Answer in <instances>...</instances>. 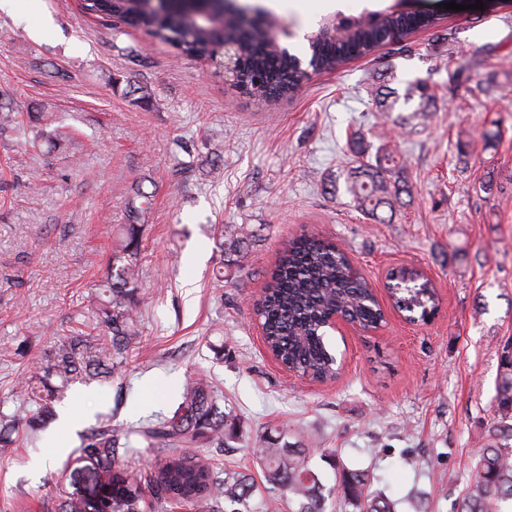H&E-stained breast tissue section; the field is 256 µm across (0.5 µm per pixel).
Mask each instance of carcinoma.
I'll use <instances>...</instances> for the list:
<instances>
[{
	"instance_id": "carcinoma-1",
	"label": "carcinoma",
	"mask_w": 512,
	"mask_h": 512,
	"mask_svg": "<svg viewBox=\"0 0 512 512\" xmlns=\"http://www.w3.org/2000/svg\"><path fill=\"white\" fill-rule=\"evenodd\" d=\"M82 9L141 29L190 58H209L217 47L230 42L241 84L259 85L266 97L290 96L308 78L299 57L280 46L278 20L269 13L260 25L242 29L234 17L221 11L206 15L179 10L160 15L149 0H82ZM427 25L429 19L418 13L392 9L324 20L307 38L310 61L321 70H333L348 59L369 54L394 35L401 38ZM392 161L393 156L385 155L374 166L360 165L349 186L368 213L387 203ZM143 232L142 224H124L114 239L98 284L97 333L77 331L66 337L45 352V364L39 370L19 377L14 396L30 414L31 430L45 422L71 383L103 374L124 378L129 352L141 343L138 282ZM244 239L242 231L219 238L223 256L239 254ZM392 278L404 287L393 298L399 309L408 311L413 306L436 311L437 295L422 289L425 281L419 270L400 267ZM256 313L267 346L281 365L321 383L334 379L338 370L327 344L326 319L340 313L359 328L372 329L384 318L373 289L364 277L354 274L347 253L313 235L292 240L282 251ZM504 367L497 399L499 408L507 411L512 408V361H504ZM16 423V416L0 414L1 448L14 443ZM236 424L237 416L225 411L224 394L214 382L206 376L188 375L177 408L141 427L140 435L158 452L149 472L125 467V458L133 452L129 435L104 424L87 433L75 452L80 458L86 454L95 458L100 472L112 483V497L100 508L67 498L60 505L61 512H170L176 505L192 512H258L251 500L259 488L251 475L226 470L221 477L197 455L185 452L187 448L224 447L236 436ZM287 436L286 426L271 429L252 448L265 490L286 494L290 512H325L323 484L310 465L308 449L288 446L282 442ZM475 470L457 512H489L492 501L512 500V424L503 422L494 428L478 454ZM374 480L367 469L344 468L333 493L351 512H397L396 501L384 490L373 488Z\"/></svg>"
}]
</instances>
